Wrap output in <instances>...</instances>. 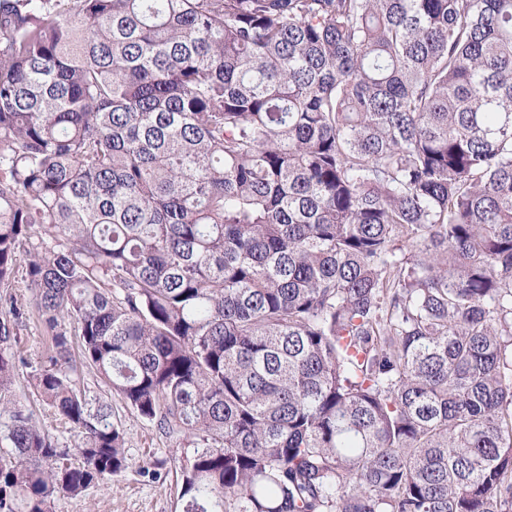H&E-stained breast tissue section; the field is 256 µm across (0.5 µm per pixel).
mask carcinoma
Masks as SVG:
<instances>
[{"instance_id":"obj_1","label":"carcinoma","mask_w":512,"mask_h":512,"mask_svg":"<svg viewBox=\"0 0 512 512\" xmlns=\"http://www.w3.org/2000/svg\"><path fill=\"white\" fill-rule=\"evenodd\" d=\"M70 323L183 512H512V0H0V512L132 466ZM49 345L50 336L44 331L34 314L22 327L14 350L34 362L39 361L45 355ZM71 339L73 341V359L76 361V372H74V378L77 379L81 383V386H84L87 391H90V395L105 399L108 397L110 400V392L97 372L82 362L78 350V336H71ZM29 369L21 368L17 374L13 387L14 399L20 402L26 409L32 410L40 425L53 435L62 445L74 448L78 442L76 433L66 429L59 421L55 419L51 409H49L37 391L29 382Z\"/></svg>"}]
</instances>
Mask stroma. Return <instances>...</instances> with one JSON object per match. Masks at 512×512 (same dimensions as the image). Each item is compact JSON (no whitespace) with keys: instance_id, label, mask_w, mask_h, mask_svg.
I'll use <instances>...</instances> for the list:
<instances>
[{"instance_id":"obj_1","label":"stroma","mask_w":512,"mask_h":512,"mask_svg":"<svg viewBox=\"0 0 512 512\" xmlns=\"http://www.w3.org/2000/svg\"><path fill=\"white\" fill-rule=\"evenodd\" d=\"M15 399L32 410L40 425L67 447L78 441L76 433L66 429L29 382L27 369H20L13 387ZM114 421L128 438L126 453L133 465L112 482L90 487L77 497L59 496L52 512H182V480L178 464L188 453L178 435L160 432L142 420L120 401H113ZM150 462V473H142L140 463Z\"/></svg>"}]
</instances>
